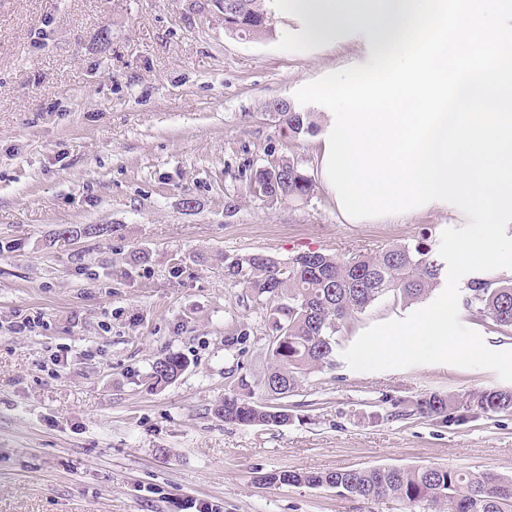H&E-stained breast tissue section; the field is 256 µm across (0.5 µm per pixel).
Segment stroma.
Masks as SVG:
<instances>
[{
	"label": "stroma",
	"mask_w": 512,
	"mask_h": 512,
	"mask_svg": "<svg viewBox=\"0 0 512 512\" xmlns=\"http://www.w3.org/2000/svg\"><path fill=\"white\" fill-rule=\"evenodd\" d=\"M281 30H224L215 0H0V512H419L397 499L265 484L288 470L440 466L512 473V413L442 427L397 402L503 387L448 364L352 370L342 356L372 325L407 317L387 296L339 340L333 365L287 398L281 426H241L214 407L239 375L260 379L257 305L202 256L307 251L349 259L464 213L349 224L323 185L305 199L255 195L256 168L317 173V136L272 110L325 71L365 63L343 30L316 52L278 50ZM114 224L100 238L64 225ZM146 258L131 262L133 252ZM34 332L13 333L23 319ZM250 331L241 369L225 331ZM176 354L162 389L146 377ZM188 361L180 355H168L156 360L148 376L152 388H162L177 380L188 368Z\"/></svg>",
	"instance_id": "stroma-1"
}]
</instances>
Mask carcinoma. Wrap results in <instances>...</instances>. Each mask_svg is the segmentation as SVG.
<instances>
[{
  "instance_id": "1",
  "label": "carcinoma",
  "mask_w": 512,
  "mask_h": 512,
  "mask_svg": "<svg viewBox=\"0 0 512 512\" xmlns=\"http://www.w3.org/2000/svg\"><path fill=\"white\" fill-rule=\"evenodd\" d=\"M238 18L252 34L272 33L268 0H237ZM281 122L294 134L314 132L312 113L281 103ZM253 189L276 200L303 199L314 183L299 165L285 162L271 170L255 171ZM113 233L110 224L67 225L59 235L103 237ZM224 280L244 290L251 302L265 311L272 364L261 381L238 378L233 390L214 408L228 423L244 426H280L291 418L282 399L298 388L305 376L329 363L337 337L347 324L380 298L390 295L404 305L415 304L441 285L445 263L423 235L413 243L343 260L309 251L287 262L254 252L235 257L218 255ZM464 308L492 322L503 335L512 333V278L477 276L466 283ZM250 333L231 326L224 337L225 354L240 359L248 352ZM188 368L180 355L156 360L148 376L150 386L162 388ZM512 410V390L484 389L463 398L430 392L404 403L405 416H420L443 426L463 422L473 414H498ZM269 483L289 486L331 487L340 494L366 500L392 497L411 507L439 505V512H512V473L478 474L444 467L351 468L330 472L284 471L265 477Z\"/></svg>"
}]
</instances>
